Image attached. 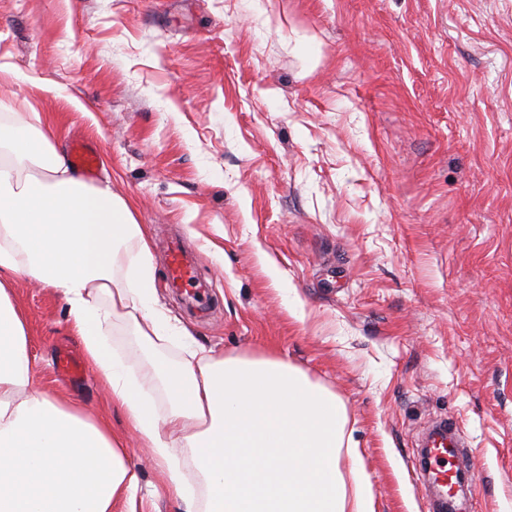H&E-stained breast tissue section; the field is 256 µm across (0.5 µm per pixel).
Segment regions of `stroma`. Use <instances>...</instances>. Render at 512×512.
<instances>
[{
    "label": "stroma",
    "mask_w": 512,
    "mask_h": 512,
    "mask_svg": "<svg viewBox=\"0 0 512 512\" xmlns=\"http://www.w3.org/2000/svg\"><path fill=\"white\" fill-rule=\"evenodd\" d=\"M0 118L99 151L145 225L157 308L219 357L277 356L344 403L376 512H430L419 433L456 423L460 512L512 504V0H0ZM181 240L207 303L167 284ZM34 380L123 437L137 512H178L67 306L15 276ZM145 378L185 356L138 353Z\"/></svg>",
    "instance_id": "1"
}]
</instances>
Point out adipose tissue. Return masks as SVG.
<instances>
[{"instance_id": "obj_1", "label": "adipose tissue", "mask_w": 512, "mask_h": 512, "mask_svg": "<svg viewBox=\"0 0 512 512\" xmlns=\"http://www.w3.org/2000/svg\"><path fill=\"white\" fill-rule=\"evenodd\" d=\"M129 244L135 253H123ZM121 263L120 283L112 269ZM20 271L63 298L113 405L184 512H375L345 405L283 359L192 346L178 367L156 371L171 400L157 414L106 342L116 318L135 326L144 348L170 333L154 306L146 229L110 187L86 186L51 132L24 121L0 122V512H137L140 483L108 426L33 389L25 319L7 284ZM180 446L205 502L180 471Z\"/></svg>"}]
</instances>
